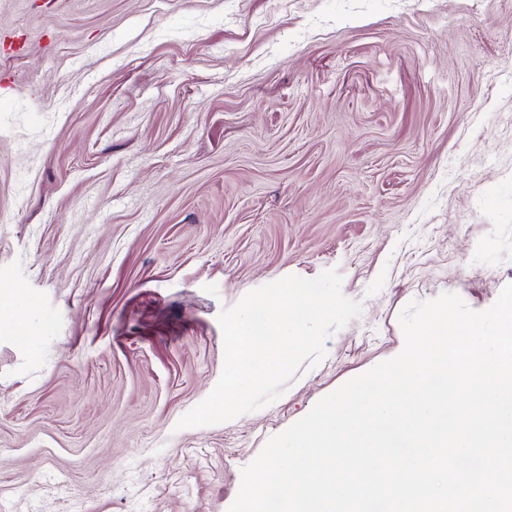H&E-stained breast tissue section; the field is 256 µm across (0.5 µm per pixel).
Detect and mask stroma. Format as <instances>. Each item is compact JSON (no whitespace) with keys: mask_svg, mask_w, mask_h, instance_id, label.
I'll list each match as a JSON object with an SVG mask.
<instances>
[{"mask_svg":"<svg viewBox=\"0 0 512 512\" xmlns=\"http://www.w3.org/2000/svg\"><path fill=\"white\" fill-rule=\"evenodd\" d=\"M337 270L273 404L177 430L218 316ZM512 283V0H0V512H227L264 444Z\"/></svg>","mask_w":512,"mask_h":512,"instance_id":"35a3bbf8","label":"stroma"}]
</instances>
